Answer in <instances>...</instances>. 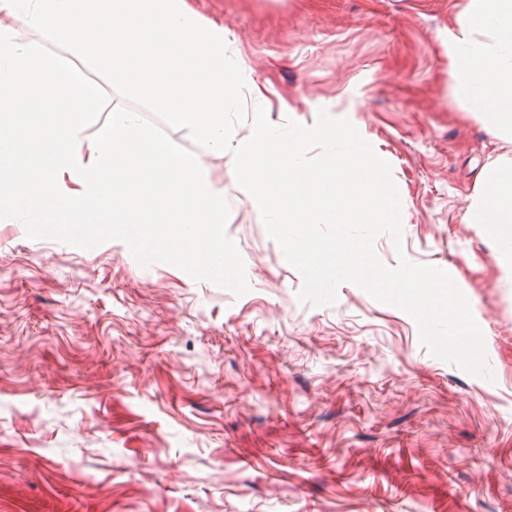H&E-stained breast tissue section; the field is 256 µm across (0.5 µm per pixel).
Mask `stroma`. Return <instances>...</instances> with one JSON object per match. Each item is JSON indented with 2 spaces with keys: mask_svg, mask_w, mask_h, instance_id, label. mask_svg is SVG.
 <instances>
[{
  "mask_svg": "<svg viewBox=\"0 0 512 512\" xmlns=\"http://www.w3.org/2000/svg\"><path fill=\"white\" fill-rule=\"evenodd\" d=\"M191 3L235 38L274 121L326 109L390 165L402 245L375 252L451 276L492 376L432 355L354 284L300 301L232 154L172 129L230 206L250 290L0 220V512H512V269L467 221L512 143L449 93L453 0Z\"/></svg>",
  "mask_w": 512,
  "mask_h": 512,
  "instance_id": "35a3bbf8",
  "label": "stroma"
}]
</instances>
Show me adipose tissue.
<instances>
[{
    "instance_id": "obj_1",
    "label": "adipose tissue",
    "mask_w": 512,
    "mask_h": 512,
    "mask_svg": "<svg viewBox=\"0 0 512 512\" xmlns=\"http://www.w3.org/2000/svg\"><path fill=\"white\" fill-rule=\"evenodd\" d=\"M449 87L469 117L498 140L512 138V0H457L447 33ZM469 221L497 240L512 264V158L481 175Z\"/></svg>"
}]
</instances>
